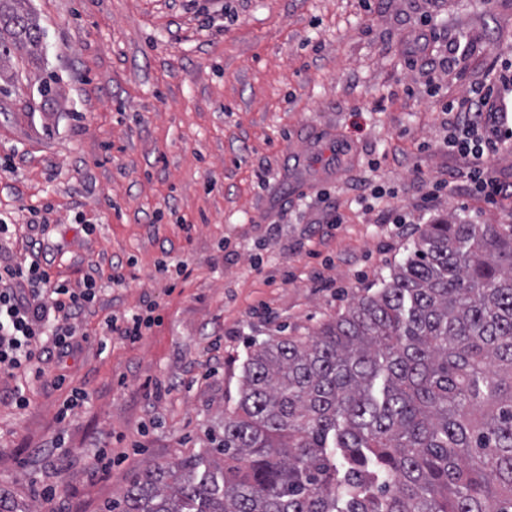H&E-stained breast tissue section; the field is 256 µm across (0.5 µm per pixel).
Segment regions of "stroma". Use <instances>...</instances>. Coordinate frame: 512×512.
Masks as SVG:
<instances>
[{
    "mask_svg": "<svg viewBox=\"0 0 512 512\" xmlns=\"http://www.w3.org/2000/svg\"><path fill=\"white\" fill-rule=\"evenodd\" d=\"M27 7L43 47L0 67V218L21 227L0 241V261L30 258L41 239L55 277L93 276L101 293L81 318L87 342L45 362L28 407L0 378V491L18 512H105L146 467L204 451L237 406L255 344L313 335L377 291L420 225L459 211L512 224V197L488 205L460 177L467 161L445 147L441 110L512 59V0ZM457 40L468 55L443 71ZM317 129L329 135L308 171L335 161L340 138L359 165L303 186L295 155ZM435 181L443 195L424 200ZM44 209L47 231L29 230ZM395 212L410 223H391ZM162 259L187 269L157 279ZM149 300L162 326L134 344L106 337L108 317ZM74 386L89 400L59 419ZM46 486L60 495L43 501Z\"/></svg>",
    "mask_w": 512,
    "mask_h": 512,
    "instance_id": "1",
    "label": "stroma"
}]
</instances>
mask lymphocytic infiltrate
Returning <instances> with one entry per match:
<instances>
[{"mask_svg":"<svg viewBox=\"0 0 512 512\" xmlns=\"http://www.w3.org/2000/svg\"><path fill=\"white\" fill-rule=\"evenodd\" d=\"M512 85V61L474 90L473 94L446 106L452 118L447 147L468 158L463 173L474 192L487 204H497L502 186L495 171L484 161L485 152L512 142V130L490 123L487 106L500 88ZM100 289L96 280L83 279L78 286L54 278L50 265L39 259L29 263L0 264V373H23L40 379L47 355L66 357L87 336L80 326L86 308L93 305ZM156 304L106 322L110 335L135 343L160 323Z\"/></svg>","mask_w":512,"mask_h":512,"instance_id":"obj_1","label":"lymphocytic infiltrate"}]
</instances>
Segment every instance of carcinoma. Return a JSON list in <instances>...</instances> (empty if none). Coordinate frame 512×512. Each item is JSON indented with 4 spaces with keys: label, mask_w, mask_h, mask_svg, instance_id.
<instances>
[{
    "label": "carcinoma",
    "mask_w": 512,
    "mask_h": 512,
    "mask_svg": "<svg viewBox=\"0 0 512 512\" xmlns=\"http://www.w3.org/2000/svg\"><path fill=\"white\" fill-rule=\"evenodd\" d=\"M23 2L0 60L41 47ZM121 512H512V224H426L379 291L256 344L211 447Z\"/></svg>",
    "instance_id": "carcinoma-1"
}]
</instances>
